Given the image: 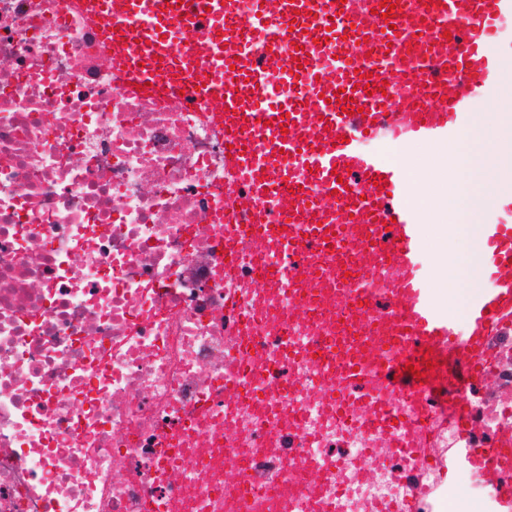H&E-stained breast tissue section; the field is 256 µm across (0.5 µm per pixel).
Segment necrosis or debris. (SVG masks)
Listing matches in <instances>:
<instances>
[{"mask_svg": "<svg viewBox=\"0 0 512 512\" xmlns=\"http://www.w3.org/2000/svg\"><path fill=\"white\" fill-rule=\"evenodd\" d=\"M244 198L209 106L113 69L78 0H0V512H400L438 454L512 449V399L478 381L466 436L400 401L431 431L410 460L337 416L320 364L288 362L335 348L333 315L288 287L260 310L283 256Z\"/></svg>", "mask_w": 512, "mask_h": 512, "instance_id": "4bbe7bcc", "label": "necrosis or debris"}]
</instances>
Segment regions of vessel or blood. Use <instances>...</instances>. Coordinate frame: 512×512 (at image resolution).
<instances>
[{
    "label": "vessel or blood",
    "instance_id": "b4317fda",
    "mask_svg": "<svg viewBox=\"0 0 512 512\" xmlns=\"http://www.w3.org/2000/svg\"><path fill=\"white\" fill-rule=\"evenodd\" d=\"M257 6L248 22L235 18V0H86L110 39L114 66L141 65L155 82L160 68L197 85L224 120L232 146L229 165L248 185L253 223L262 238L287 246L278 283L308 282L327 241L348 243L386 264L389 290L372 312L389 335L412 339L406 356L376 359L372 371L337 359L336 404L355 406L360 425L385 433L396 454L414 455L393 433L395 398L422 397L406 365L453 376L466 389L478 366L491 361V341L512 330V224L481 226L486 273L493 288L465 306L458 326L444 314L420 274L423 244L413 189L388 147L414 141L447 143L464 132L476 100L496 90L498 64L489 51L512 0H393L394 19L370 23L380 0H278L277 11ZM144 27L133 33L131 19ZM205 27L204 40L174 51L181 26ZM269 48L283 38L300 44L297 61L271 71L249 50L254 31ZM364 46L358 69L337 67L331 80L298 77L330 54ZM289 96L263 113L255 95L270 84ZM381 150L359 151L361 139ZM280 197L284 219L269 222L263 204Z\"/></svg>",
    "mask_w": 512,
    "mask_h": 512
}]
</instances>
